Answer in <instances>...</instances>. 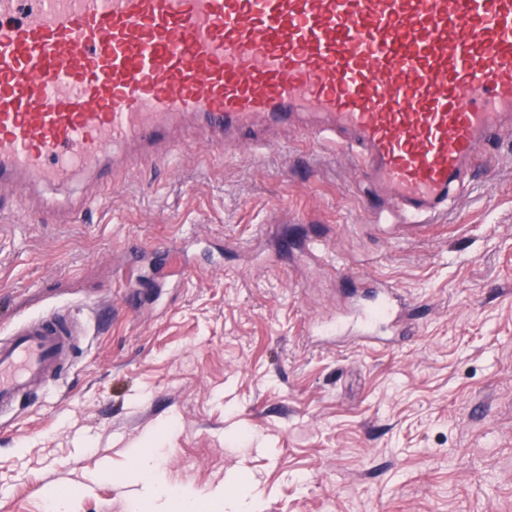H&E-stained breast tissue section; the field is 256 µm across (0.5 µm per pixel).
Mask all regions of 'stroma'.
<instances>
[{
	"label": "stroma",
	"mask_w": 512,
	"mask_h": 512,
	"mask_svg": "<svg viewBox=\"0 0 512 512\" xmlns=\"http://www.w3.org/2000/svg\"><path fill=\"white\" fill-rule=\"evenodd\" d=\"M253 134L184 124L164 160L0 195V333L58 308L82 331L58 387L0 423V512H153L144 450L197 512L228 484L242 512H512V118L407 235L330 140ZM87 194L102 205L70 223L17 202ZM381 280L419 309L399 346L306 336Z\"/></svg>",
	"instance_id": "1"
}]
</instances>
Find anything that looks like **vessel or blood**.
<instances>
[{
  "label": "vessel or blood",
  "instance_id": "obj_1",
  "mask_svg": "<svg viewBox=\"0 0 512 512\" xmlns=\"http://www.w3.org/2000/svg\"><path fill=\"white\" fill-rule=\"evenodd\" d=\"M512 112V0H0V188L108 173L197 120L227 136L308 118L415 228ZM397 287L308 335L409 330ZM64 310L0 336V416L74 350Z\"/></svg>",
  "mask_w": 512,
  "mask_h": 512
}]
</instances>
